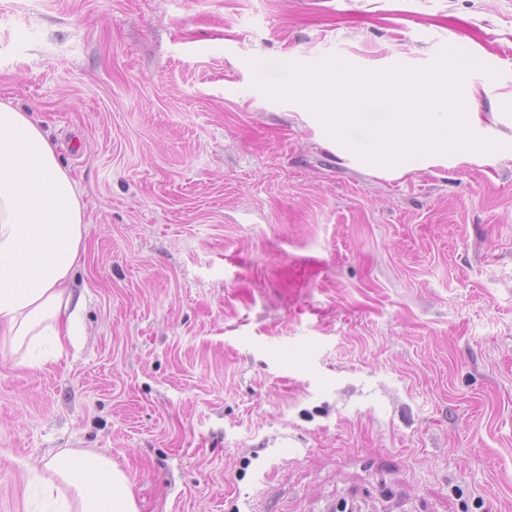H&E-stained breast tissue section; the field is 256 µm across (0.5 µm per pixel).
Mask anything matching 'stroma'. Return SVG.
<instances>
[{"label": "stroma", "instance_id": "stroma-1", "mask_svg": "<svg viewBox=\"0 0 512 512\" xmlns=\"http://www.w3.org/2000/svg\"><path fill=\"white\" fill-rule=\"evenodd\" d=\"M467 38L502 151L400 177L249 59L424 66ZM512 0H0V102L86 203L78 348L0 351V512L64 448L139 512H512Z\"/></svg>", "mask_w": 512, "mask_h": 512}]
</instances>
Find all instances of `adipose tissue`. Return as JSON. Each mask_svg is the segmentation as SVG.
I'll list each match as a JSON object with an SVG mask.
<instances>
[{
    "instance_id": "obj_1",
    "label": "adipose tissue",
    "mask_w": 512,
    "mask_h": 512,
    "mask_svg": "<svg viewBox=\"0 0 512 512\" xmlns=\"http://www.w3.org/2000/svg\"><path fill=\"white\" fill-rule=\"evenodd\" d=\"M86 234L82 196L48 133L0 103V348L59 355L77 335L71 282ZM44 488L66 489L67 512H138L126 472L111 457L66 449L43 466Z\"/></svg>"
}]
</instances>
